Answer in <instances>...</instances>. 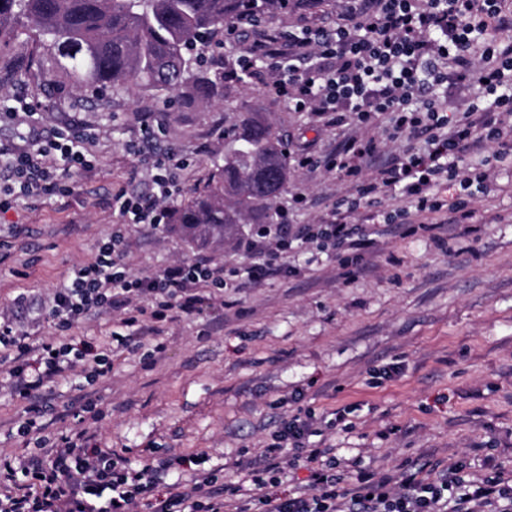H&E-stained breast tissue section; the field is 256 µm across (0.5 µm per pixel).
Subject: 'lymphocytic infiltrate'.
<instances>
[{
	"label": "lymphocytic infiltrate",
	"mask_w": 512,
	"mask_h": 512,
	"mask_svg": "<svg viewBox=\"0 0 512 512\" xmlns=\"http://www.w3.org/2000/svg\"><path fill=\"white\" fill-rule=\"evenodd\" d=\"M251 26L243 18L225 28L229 38L250 42L236 64L249 69L268 61L262 85L277 99L339 122L352 117L365 129L384 125L402 147L383 159L374 138L356 136L332 158L303 156L301 166L337 171L354 194L337 200L320 223L263 231L268 244L237 269L235 287L291 275L281 254L294 240L321 249L359 248L360 229L351 217L384 197L392 203L389 224L434 225L442 213L451 224L478 223L469 189H495L478 157L491 151L497 159L512 158V41L493 36L512 27V0H360L334 29L309 28L300 37L277 32L253 41ZM447 84L475 87L466 110H449ZM84 139V133L57 130L1 159L0 212L18 197L66 194V174L95 166ZM178 167L170 156L154 160L150 191L125 196L122 224L161 225ZM454 180L460 192L442 202L440 188ZM121 226H113L95 256L72 267L42 301L50 336L29 344L16 316H0V373L15 397L46 401L52 384L70 376L106 375L113 348H128L136 336L160 335L167 323L198 313L202 290L226 288L223 266L204 256L131 277ZM106 311L123 315L108 340L69 339L73 328ZM41 416L33 411L22 427L40 437L38 452L17 465L0 459V512H135L141 503L149 512H475L479 506L512 512V476L494 471L468 480L464 460L396 477L361 469L351 478L336 473L335 457L309 441L311 420L298 415L283 419L275 443L237 461L236 481L203 469L196 454L160 458L147 448L134 466L92 445L82 431L49 443ZM174 467L188 472V481L158 493ZM289 468L306 470V483L277 494Z\"/></svg>",
	"instance_id": "lymphocytic-infiltrate-1"
}]
</instances>
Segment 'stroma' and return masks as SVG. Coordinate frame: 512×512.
Returning <instances> with one entry per match:
<instances>
[{
    "label": "stroma",
    "mask_w": 512,
    "mask_h": 512,
    "mask_svg": "<svg viewBox=\"0 0 512 512\" xmlns=\"http://www.w3.org/2000/svg\"><path fill=\"white\" fill-rule=\"evenodd\" d=\"M347 0H312L275 22L332 26ZM229 98L205 105L165 90H76L54 51L23 34L0 48V150L53 130L86 125L95 167L72 173L66 196L21 199L0 212V311L21 290L41 296L88 260L113 225L123 224L120 189L147 187L155 156L180 160L169 199L202 190L224 161V116L260 112L288 135L291 176L276 199L284 223L319 222L348 185L338 173L300 166L328 157L355 135L307 112L288 110L256 82L225 76ZM150 133H143V126ZM497 192H474L477 224L363 223L369 245L339 252L293 242L294 273L225 289L191 318L168 324L162 355L152 342L112 358L111 374L59 385L46 412L58 440L87 430L94 444L138 461L143 448L204 454L206 468L235 476L243 453L273 443L282 419L310 415L337 459L398 473L428 461L469 463V477L512 474V163H491ZM126 262L144 276L207 254L225 268L248 257L239 244L203 249L167 224H123ZM25 269L26 278L14 277ZM102 419H89L86 399ZM28 405L0 380V455L20 462L35 436L20 431Z\"/></svg>",
    "instance_id": "1"
}]
</instances>
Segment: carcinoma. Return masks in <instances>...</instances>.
Segmentation results:
<instances>
[{
	"mask_svg": "<svg viewBox=\"0 0 512 512\" xmlns=\"http://www.w3.org/2000/svg\"><path fill=\"white\" fill-rule=\"evenodd\" d=\"M247 0H0V45L23 27L61 59L79 88L129 84L210 99L219 82L197 68L224 23ZM224 164L207 187L167 209L170 223L198 246L237 239L242 224H274L288 184L286 138L254 112H230Z\"/></svg>",
	"mask_w": 512,
	"mask_h": 512,
	"instance_id": "cac0c4a2",
	"label": "carcinoma"
}]
</instances>
